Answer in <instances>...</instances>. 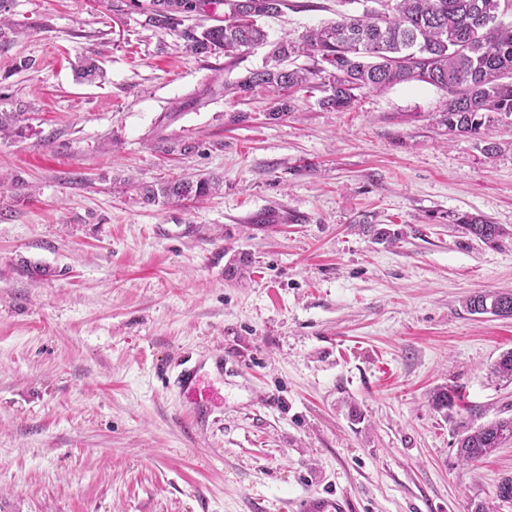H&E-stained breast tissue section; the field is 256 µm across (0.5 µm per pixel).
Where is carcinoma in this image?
Returning <instances> with one entry per match:
<instances>
[{"label": "carcinoma", "mask_w": 512, "mask_h": 512, "mask_svg": "<svg viewBox=\"0 0 512 512\" xmlns=\"http://www.w3.org/2000/svg\"><path fill=\"white\" fill-rule=\"evenodd\" d=\"M360 11H339L336 19L309 29L297 39L269 40L259 20L288 7V0H150L145 24L167 30L178 15L192 14L202 5L224 6V23L181 32L188 52L200 57L265 46L263 66L224 84V93L247 96L257 88L277 92L319 90L323 108L345 109L356 93L421 82L450 93L439 122L450 138H483L495 122L512 119V0H340ZM305 56L311 64L299 65ZM22 112H0V137L22 130ZM220 186L214 175L168 180L144 190L149 202L200 201ZM475 238L497 243L505 235L499 224L464 213L455 216ZM464 305L472 314L512 317V289L469 296ZM456 391L441 387L430 396L432 408L443 415L456 406ZM512 442V417L471 427L460 424L458 455L477 461Z\"/></svg>", "instance_id": "cac0c4a2"}]
</instances>
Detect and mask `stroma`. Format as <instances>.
Instances as JSON below:
<instances>
[{"instance_id":"obj_1","label":"stroma","mask_w":512,"mask_h":512,"mask_svg":"<svg viewBox=\"0 0 512 512\" xmlns=\"http://www.w3.org/2000/svg\"><path fill=\"white\" fill-rule=\"evenodd\" d=\"M288 3L270 38L336 17ZM7 17L0 112L27 120L0 139V512H512V443L456 455L459 424L512 417L492 372L512 317L464 306L512 289V122L449 139L423 83L336 111L299 92L277 116L279 93H224L266 48L188 54L137 0ZM86 55L102 78H78ZM209 175L204 201L142 200ZM458 213L508 235L483 243ZM186 366L220 395L192 429ZM441 386L462 394L448 418ZM306 512H349V505L345 498L312 497L305 500Z\"/></svg>"}]
</instances>
